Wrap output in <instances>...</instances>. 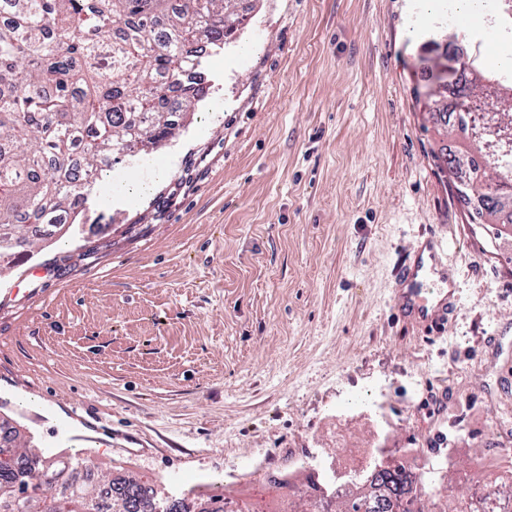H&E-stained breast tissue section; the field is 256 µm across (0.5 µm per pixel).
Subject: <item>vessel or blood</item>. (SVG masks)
Masks as SVG:
<instances>
[{
	"label": "vessel or blood",
	"mask_w": 512,
	"mask_h": 512,
	"mask_svg": "<svg viewBox=\"0 0 512 512\" xmlns=\"http://www.w3.org/2000/svg\"><path fill=\"white\" fill-rule=\"evenodd\" d=\"M443 239L430 238L426 249L416 250L396 272L400 282L401 310L416 322L431 327L444 326L451 311L447 263L443 260ZM54 435L64 444L88 447L100 444L99 429L88 425L58 426Z\"/></svg>",
	"instance_id": "obj_1"
}]
</instances>
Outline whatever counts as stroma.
Segmentation results:
<instances>
[{
	"mask_svg": "<svg viewBox=\"0 0 512 512\" xmlns=\"http://www.w3.org/2000/svg\"><path fill=\"white\" fill-rule=\"evenodd\" d=\"M421 0H238L174 136L103 173L64 237L0 274V394L105 430L94 476L195 499L266 456L325 467L376 448L512 466V234L471 223L424 91L474 53ZM151 179L143 196L113 188ZM448 239L457 309L399 315L395 274ZM379 393L336 417L349 393Z\"/></svg>",
	"mask_w": 512,
	"mask_h": 512,
	"instance_id": "35a3bbf8",
	"label": "stroma"
}]
</instances>
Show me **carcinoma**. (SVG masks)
Returning <instances> with one entry per match:
<instances>
[{
	"mask_svg": "<svg viewBox=\"0 0 512 512\" xmlns=\"http://www.w3.org/2000/svg\"><path fill=\"white\" fill-rule=\"evenodd\" d=\"M10 20L0 24V138L11 148L0 152V273L23 254L21 230L27 225L65 227L81 198L78 183L97 179L101 165L119 152L154 148L179 127L202 89L184 88L174 111L157 108L168 84L200 69L197 44H226L243 24L234 0H0ZM455 108L467 111L473 129L497 148L470 160L467 188L487 198L485 218L474 224H508L512 194L486 189V177L512 170V112L458 88ZM15 456L38 462L36 479H17ZM88 469L75 456L53 459L14 447L0 455V512H157L168 502L153 493L139 494L141 480L113 482L112 502L101 501L99 485L84 482L70 493L57 486L65 474ZM435 471L422 476L415 512H512L508 489L486 486L475 498L471 490L456 497L443 494ZM379 496L364 481H345L349 490L330 492L311 503V512H385L386 503L407 491V474L398 463L379 464Z\"/></svg>",
	"mask_w": 512,
	"mask_h": 512,
	"instance_id": "carcinoma-1",
	"label": "carcinoma"
}]
</instances>
